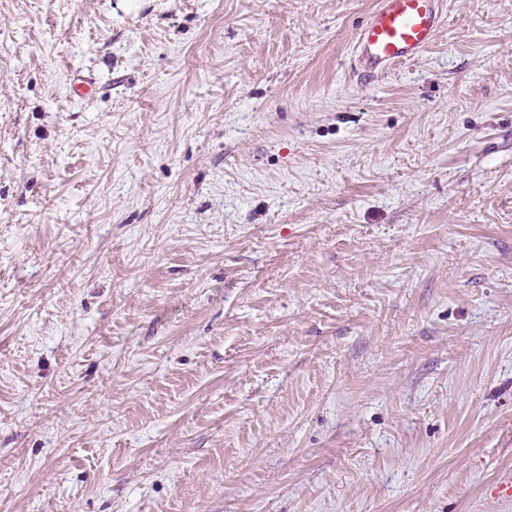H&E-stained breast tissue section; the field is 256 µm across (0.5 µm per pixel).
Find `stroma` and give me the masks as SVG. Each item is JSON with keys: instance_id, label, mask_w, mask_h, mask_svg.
<instances>
[{"instance_id": "stroma-1", "label": "stroma", "mask_w": 512, "mask_h": 512, "mask_svg": "<svg viewBox=\"0 0 512 512\" xmlns=\"http://www.w3.org/2000/svg\"><path fill=\"white\" fill-rule=\"evenodd\" d=\"M375 6L0 0V512H512V0ZM441 0H378L357 34L354 67L361 78L412 61L436 41Z\"/></svg>"}]
</instances>
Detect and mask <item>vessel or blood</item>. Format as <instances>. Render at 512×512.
<instances>
[{"label": "vessel or blood", "instance_id": "obj_1", "mask_svg": "<svg viewBox=\"0 0 512 512\" xmlns=\"http://www.w3.org/2000/svg\"><path fill=\"white\" fill-rule=\"evenodd\" d=\"M441 0H378L357 34L354 67L363 79L412 61L436 41Z\"/></svg>", "mask_w": 512, "mask_h": 512}]
</instances>
